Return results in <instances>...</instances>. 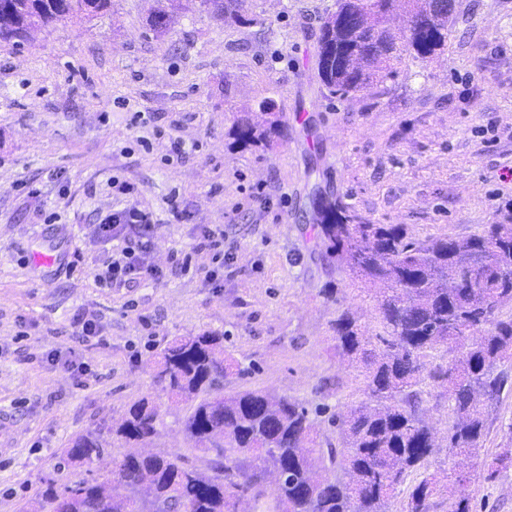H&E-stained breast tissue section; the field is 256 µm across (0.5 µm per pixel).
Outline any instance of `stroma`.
<instances>
[{
	"mask_svg": "<svg viewBox=\"0 0 512 512\" xmlns=\"http://www.w3.org/2000/svg\"><path fill=\"white\" fill-rule=\"evenodd\" d=\"M153 6L112 0L93 18L0 39V512L66 483L58 463L77 435L156 396L149 365L179 336L225 333L246 370L226 392L310 408L365 401L359 369L334 348L336 307L322 288H336L368 336L389 330L374 291L324 260L315 197L417 240L471 235L512 202V0H457L444 50L424 63L404 57L393 77L348 98L317 71L336 0H245L243 22L228 24L197 0H169L162 33L148 24ZM265 101L286 137L236 143L235 119ZM487 126L496 141L482 138ZM115 180L133 184L151 214L161 281L94 280L101 246L88 227L125 206ZM210 224L223 225L235 254L215 282L198 272L210 252L194 248ZM187 250L195 268L184 272L171 256ZM81 311L101 337L76 335ZM53 349L87 363L88 380L53 370ZM487 423L475 453L436 449L429 469L470 474L474 512H512V467L480 477L512 447V392L488 406Z\"/></svg>",
	"mask_w": 512,
	"mask_h": 512,
	"instance_id": "obj_1",
	"label": "stroma"
}]
</instances>
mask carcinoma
I'll return each mask as SVG.
<instances>
[{
    "instance_id": "obj_1",
    "label": "carcinoma",
    "mask_w": 512,
    "mask_h": 512,
    "mask_svg": "<svg viewBox=\"0 0 512 512\" xmlns=\"http://www.w3.org/2000/svg\"><path fill=\"white\" fill-rule=\"evenodd\" d=\"M244 0H200L239 22ZM429 0H337L318 39L317 68L333 94L364 93L395 73L405 55L427 61L444 48L450 16L424 30L394 35L386 26L396 9L420 14ZM108 0H0L14 36L24 37L69 15L93 17ZM242 143L285 137L275 118L259 125L249 113L234 125ZM317 237L326 256L348 267L367 287L378 288L377 313L390 329L383 348L350 310L332 324L336 352L362 369L368 401L346 412L308 409L263 391L224 393V380L245 370L228 362L224 334L208 331L175 339L155 362V384L174 404L190 403L181 429L203 466L179 454L143 448L158 433L160 409L133 403L108 427L130 448L113 460L103 479L83 478L60 489L49 484L19 512H392L407 478L414 484L404 512H470V501L448 477L428 471L438 447L422 415L425 389L448 400L445 447L467 456L488 432L487 403L512 389V210L467 237L409 236L403 224H367L332 200L318 197ZM338 431L341 447L321 433L322 421ZM105 447L101 436L81 434L62 454L59 468L91 467ZM512 466V449L497 453L482 473L493 481ZM275 494L267 495V483Z\"/></svg>"
}]
</instances>
